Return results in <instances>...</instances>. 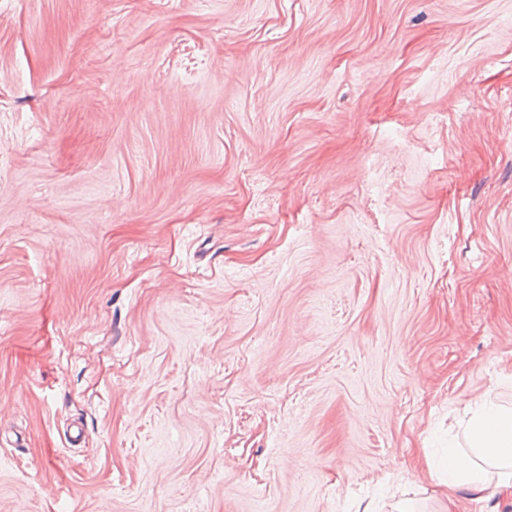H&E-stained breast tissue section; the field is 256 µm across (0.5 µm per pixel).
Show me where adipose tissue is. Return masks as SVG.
Here are the masks:
<instances>
[{"label":"adipose tissue","mask_w":512,"mask_h":512,"mask_svg":"<svg viewBox=\"0 0 512 512\" xmlns=\"http://www.w3.org/2000/svg\"><path fill=\"white\" fill-rule=\"evenodd\" d=\"M465 447L448 446L445 466L436 476L444 490L443 512L459 499L489 506L512 499V407L486 403L465 429Z\"/></svg>","instance_id":"1"}]
</instances>
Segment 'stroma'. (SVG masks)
<instances>
[{"label": "stroma", "mask_w": 512, "mask_h": 512, "mask_svg": "<svg viewBox=\"0 0 512 512\" xmlns=\"http://www.w3.org/2000/svg\"><path fill=\"white\" fill-rule=\"evenodd\" d=\"M512 406V0H0V512H437Z\"/></svg>", "instance_id": "obj_1"}]
</instances>
